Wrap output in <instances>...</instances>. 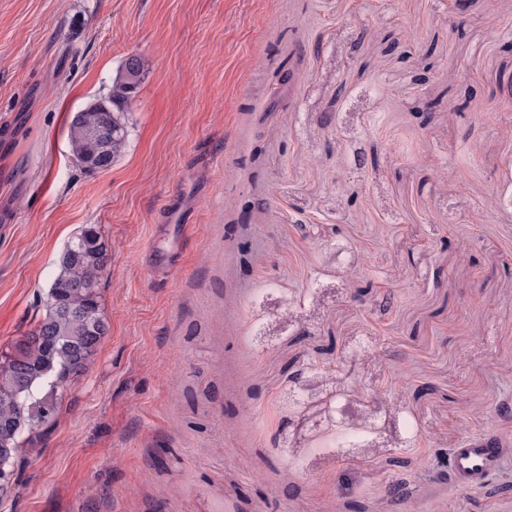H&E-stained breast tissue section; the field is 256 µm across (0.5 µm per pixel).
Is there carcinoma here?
Listing matches in <instances>:
<instances>
[{"label":"carcinoma","mask_w":512,"mask_h":512,"mask_svg":"<svg viewBox=\"0 0 512 512\" xmlns=\"http://www.w3.org/2000/svg\"><path fill=\"white\" fill-rule=\"evenodd\" d=\"M145 61L136 58L135 66L123 60L119 73L112 79L106 96L77 112L68 130L71 155L81 169L94 172L98 159L107 156L117 161L128 142L125 114L139 92ZM72 254L59 255L56 274L50 281L44 312L38 324L52 329L58 338L55 346L30 342L25 347L13 342L0 350V455L7 454V465H21L25 444L33 434L50 427L58 416L63 390L79 378L93 360L108 333L103 316L99 285L112 261V252L95 225L84 227L69 242ZM89 309L88 318L74 324L62 317L51 302ZM54 405L53 415L44 413ZM375 429L354 430L334 425V447L341 453L366 448ZM404 452L408 456L392 458L402 469L418 463L417 438L409 432Z\"/></svg>","instance_id":"carcinoma-1"}]
</instances>
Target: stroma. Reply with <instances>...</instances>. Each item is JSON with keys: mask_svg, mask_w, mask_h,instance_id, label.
Segmentation results:
<instances>
[{"mask_svg": "<svg viewBox=\"0 0 512 512\" xmlns=\"http://www.w3.org/2000/svg\"><path fill=\"white\" fill-rule=\"evenodd\" d=\"M0 0V348L97 225L109 333L0 512H512V0ZM146 74L129 145L75 113ZM320 369L296 370L308 357ZM375 423L350 456L329 418ZM472 436L500 469L435 463ZM123 60L119 73L112 79L106 96L77 112L68 130L71 155L81 169L96 172L98 159L108 156L112 163L124 153L128 142L125 114L139 92L145 61L136 55L134 67ZM112 127V136H103L100 130ZM493 441L470 439L463 445L449 448L448 477L463 487L484 481L500 464V448Z\"/></svg>", "mask_w": 512, "mask_h": 512, "instance_id": "obj_1", "label": "stroma"}]
</instances>
